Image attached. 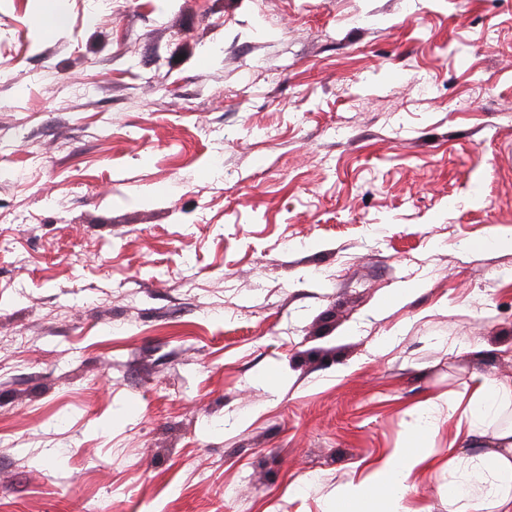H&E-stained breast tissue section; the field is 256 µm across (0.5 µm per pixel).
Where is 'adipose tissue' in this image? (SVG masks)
Masks as SVG:
<instances>
[{"instance_id": "adipose-tissue-1", "label": "adipose tissue", "mask_w": 512, "mask_h": 512, "mask_svg": "<svg viewBox=\"0 0 512 512\" xmlns=\"http://www.w3.org/2000/svg\"><path fill=\"white\" fill-rule=\"evenodd\" d=\"M426 457L423 448L396 449L367 482L337 490L335 512H352L373 498L387 502V512H400L406 473ZM470 481V490L463 496L456 487H449L448 499L455 505L454 512H512L511 459L497 453L482 456L470 472Z\"/></svg>"}]
</instances>
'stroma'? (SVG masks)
Listing matches in <instances>:
<instances>
[{
    "mask_svg": "<svg viewBox=\"0 0 512 512\" xmlns=\"http://www.w3.org/2000/svg\"><path fill=\"white\" fill-rule=\"evenodd\" d=\"M113 8L0 0V512H329L423 418L449 512L512 426V0Z\"/></svg>",
    "mask_w": 512,
    "mask_h": 512,
    "instance_id": "1",
    "label": "stroma"
}]
</instances>
